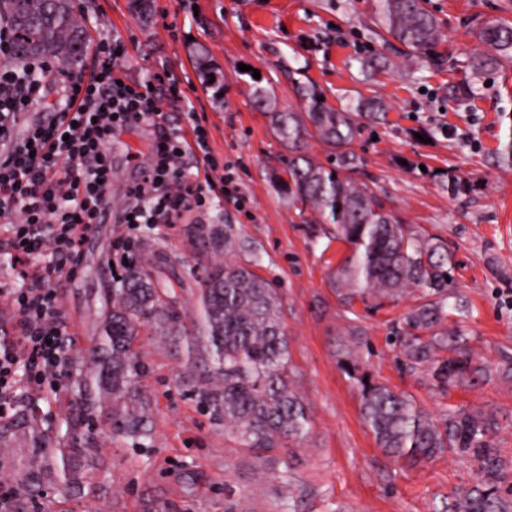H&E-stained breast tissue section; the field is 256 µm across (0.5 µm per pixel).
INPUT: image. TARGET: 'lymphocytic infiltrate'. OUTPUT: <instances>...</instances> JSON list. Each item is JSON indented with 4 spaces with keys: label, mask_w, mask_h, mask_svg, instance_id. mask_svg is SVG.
<instances>
[{
    "label": "lymphocytic infiltrate",
    "mask_w": 512,
    "mask_h": 512,
    "mask_svg": "<svg viewBox=\"0 0 512 512\" xmlns=\"http://www.w3.org/2000/svg\"><path fill=\"white\" fill-rule=\"evenodd\" d=\"M8 28L0 23V139L12 141L0 155V217L12 218L9 246L23 285L0 290L19 316L20 332L16 346L0 349V411L11 406L17 371H24L35 389L58 387L66 373L58 288L70 275L67 263L77 262L88 231L108 208L113 136L142 124L155 130L150 159L129 186L127 203L116 210V223H177L189 205L223 198L225 182L207 152L200 122L192 123L188 135L168 122L169 107L188 100L179 81L166 72L154 73L147 83L121 78L120 35L98 40L84 79L48 59L12 62ZM51 79L61 85L57 122L29 127L22 138L12 139ZM196 149L205 154L204 174L190 183L183 171ZM36 255L48 257L45 273L28 272Z\"/></svg>",
    "instance_id": "lymphocytic-infiltrate-1"
}]
</instances>
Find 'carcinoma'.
Listing matches in <instances>:
<instances>
[{"label":"carcinoma","instance_id":"cac0c4a2","mask_svg":"<svg viewBox=\"0 0 512 512\" xmlns=\"http://www.w3.org/2000/svg\"><path fill=\"white\" fill-rule=\"evenodd\" d=\"M426 0H373L372 32L384 45L398 42L410 60L434 63L442 40L441 23ZM8 16L32 37L28 56L52 59L71 69L86 48L85 27L72 0H8ZM476 37L481 49L464 61L479 75L512 60V23H489ZM307 111H281L270 93L255 91L268 108L277 137L288 144V179L281 191L309 224H332L348 254L336 266L332 286L345 308L361 301L371 309L394 302L406 292L419 302L404 316L391 342L409 369H425L442 389L469 388L494 377L512 379V355L496 366L476 362L469 338L449 324L466 305L451 297L447 280L453 256L444 242L388 209L365 182L352 176L360 158L352 150L360 125L357 116L378 119L387 109L379 98H358L338 109L318 100L322 92L298 83ZM470 79L448 87L452 98H474ZM315 138L336 156L325 167L305 152ZM208 237L224 260L215 263L197 289V308L185 324L173 307L171 289L150 273L132 268L118 284L103 290L95 317V336L84 353L66 367L71 407L44 426L36 405H18L0 422V479L16 487L17 512H51L44 490L64 497L88 486L93 474L105 476L99 433L143 447L153 439L146 374L134 344L147 323L164 340L183 345L189 371H198L189 391L246 448L262 455L300 441L311 428L308 407L291 387L288 335L278 289L257 273L255 248L234 225H217ZM341 366L356 381L360 415L376 445L409 464L450 451L478 465L480 480L446 502L442 512H512V461L496 447L494 416L478 409L450 407L441 421L426 414L414 398L359 372L350 344Z\"/></svg>","mask_w":512,"mask_h":512}]
</instances>
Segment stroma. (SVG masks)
Returning <instances> with one entry per match:
<instances>
[{"mask_svg":"<svg viewBox=\"0 0 512 512\" xmlns=\"http://www.w3.org/2000/svg\"><path fill=\"white\" fill-rule=\"evenodd\" d=\"M428 6L443 21L437 67L382 50L371 31L372 0H85L91 41L122 36L129 78L164 67L193 84L190 98L210 150L231 180L221 203L186 211L180 223L129 229L114 224L111 212L148 156L153 129L137 126L113 142L111 211L94 225L59 290L74 338L70 354L88 347L101 289L129 266L174 288L175 310L191 315L194 291L215 262L204 232L232 224L255 247L260 274L279 290L290 379L313 422L304 440L255 455L191 396L181 345L142 327L137 344L155 440L143 450L108 442L110 476L91 479L98 496L70 500L64 512H432L471 487L478 472L469 460L446 452L411 467L377 447L360 416L358 388L338 362L344 331L354 325L365 332L358 360L371 378L410 393L436 420L451 406L495 414L497 445L512 457V382L444 391L397 359L389 338L416 294L377 310L358 302L349 311L340 303L330 272L347 248L330 240L325 225L306 223L274 187L289 152L252 100L260 86L278 108L303 111L295 90L301 80L334 108L360 96L384 99L385 120L361 122L355 176L405 222L447 244L456 291L468 306L461 326L475 357L497 363L501 353L512 354V165L499 159L512 141V120L502 112L512 101V62L482 75L474 101L449 98L448 87L464 77L457 61L477 46L474 23L512 21V0ZM379 51L390 60L386 70L361 72L358 57ZM205 68L221 92L204 83ZM452 174L473 182L474 191L451 194Z\"/></svg>","mask_w":512,"mask_h":512,"instance_id":"1","label":"stroma"}]
</instances>
